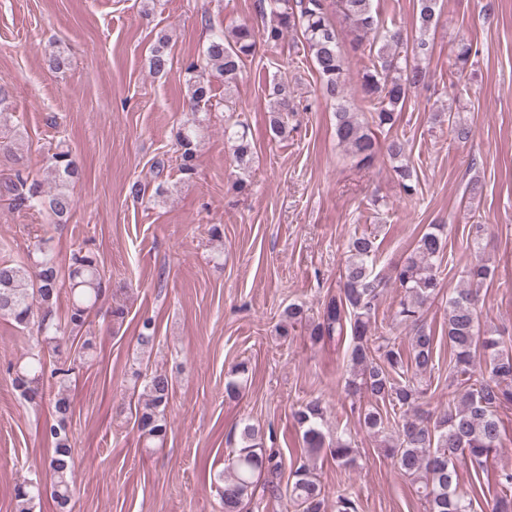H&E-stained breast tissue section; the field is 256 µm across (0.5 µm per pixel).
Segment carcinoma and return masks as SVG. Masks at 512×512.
I'll list each match as a JSON object with an SVG mask.
<instances>
[{"label": "carcinoma", "instance_id": "obj_1", "mask_svg": "<svg viewBox=\"0 0 512 512\" xmlns=\"http://www.w3.org/2000/svg\"><path fill=\"white\" fill-rule=\"evenodd\" d=\"M336 16L328 14L326 0H260L261 15L270 21L260 28L248 23L234 27L230 34L213 30L202 51L203 63L191 61L185 68L186 96L192 108L207 106L212 99L211 81L205 72L221 77L229 84L241 72L244 61L256 54L259 44L281 42L285 34L301 35L311 62L319 75L320 96L334 109L336 138L359 168L373 165L381 152L392 161V172L403 192L417 191V175L410 165L408 141L396 131L400 113L413 90L429 78V60L437 25L438 0H417L415 30L408 33L389 27L380 17L374 0H335ZM350 33L349 47L339 39L336 22ZM169 37H158L149 58V70L164 74L171 65ZM455 74L462 75L477 55L473 44L462 38L453 50ZM367 56L359 77V103L347 98L350 58ZM274 109L269 121L271 139L287 132L284 114L292 111L291 91L283 81L269 85ZM432 119L448 122L454 138L466 143L473 128L459 114L434 113ZM200 123L182 125L176 132L178 171L187 178L196 174V148ZM224 140L240 171L235 189L244 193L250 184L244 174L252 167L254 145L248 126L242 121L225 125ZM54 187L45 191L42 183L30 177L24 166L0 183V195L20 210L47 212L56 224L68 222L76 207L72 183L80 175L76 159L67 150H58L49 158ZM448 246V225L431 224L416 240L403 262L386 276L376 271L379 244L373 233L354 235L348 240L345 266L339 292L323 304L320 319L307 328L315 343L341 341L350 336L349 376L345 379V397L358 410L364 428L380 439L386 455L398 470L416 485L427 512H472V499L459 488L457 463L464 460L475 468L484 467L503 447L500 407L512 404V347L498 330L481 329L477 303L480 287L493 276L490 267L480 261L461 271V284L448 294L446 310L450 392L448 406L432 417L420 409L430 380L436 370V338L427 327L425 315L439 295V269ZM68 285L70 306L66 321L57 318L63 285ZM401 289L402 296L393 320L413 330L410 350L405 353L396 341L375 336L376 314L388 285ZM106 288L100 261L91 252L72 254L67 276H62L54 257L43 248L28 263L0 261V317L12 319L26 329L33 325L41 340L38 350L28 359L9 368L12 384L29 403L42 399L44 380L51 381L52 421L43 434L52 453L45 462L50 476L49 488L42 487L35 472L16 485L15 512H33L35 501L49 493L57 512H72L75 494L73 437L68 427L72 412L71 383L78 363L93 350L86 339L69 361L47 366L44 347L58 351L62 333L81 330L90 313L103 302ZM304 318L303 308L288 305L279 324V335L286 336ZM155 325L142 322L137 344L145 351L155 342ZM249 367L240 363L225 383V393L233 398L248 381ZM140 410L136 413L139 438L146 446L163 444L170 429L167 410L172 395V379L165 372L143 374ZM388 406L399 417L396 428L388 430L389 418L382 408ZM326 409L318 399L297 406L291 413L301 431L305 455L314 458L323 453L336 464L349 466L356 461L352 437L341 432L328 441L323 432ZM234 455L224 486L219 490L223 512H247L254 503L256 490L264 475H276L282 461L276 452L264 448L259 431L246 423L229 439ZM503 495L496 498L491 512H512V469L497 474ZM297 512H328V493L310 466L299 465L292 471L286 487Z\"/></svg>", "mask_w": 512, "mask_h": 512}]
</instances>
